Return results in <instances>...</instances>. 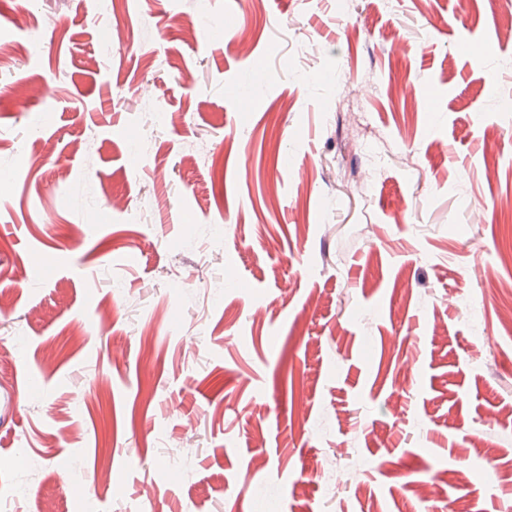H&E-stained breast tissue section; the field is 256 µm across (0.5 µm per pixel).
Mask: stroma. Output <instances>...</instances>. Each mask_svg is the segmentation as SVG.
<instances>
[{"label": "stroma", "instance_id": "obj_1", "mask_svg": "<svg viewBox=\"0 0 512 512\" xmlns=\"http://www.w3.org/2000/svg\"><path fill=\"white\" fill-rule=\"evenodd\" d=\"M116 2L0 0V512H512V0Z\"/></svg>", "mask_w": 512, "mask_h": 512}]
</instances>
